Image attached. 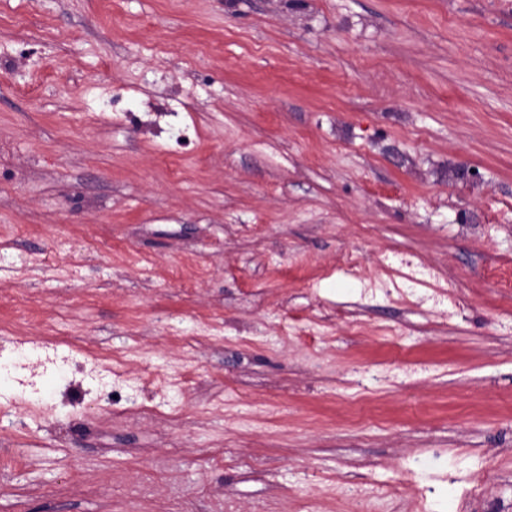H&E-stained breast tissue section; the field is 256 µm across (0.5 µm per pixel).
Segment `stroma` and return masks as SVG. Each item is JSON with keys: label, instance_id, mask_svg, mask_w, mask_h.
<instances>
[{"label": "stroma", "instance_id": "35a3bbf8", "mask_svg": "<svg viewBox=\"0 0 512 512\" xmlns=\"http://www.w3.org/2000/svg\"><path fill=\"white\" fill-rule=\"evenodd\" d=\"M22 339L0 512L512 505V0H0Z\"/></svg>", "mask_w": 512, "mask_h": 512}]
</instances>
